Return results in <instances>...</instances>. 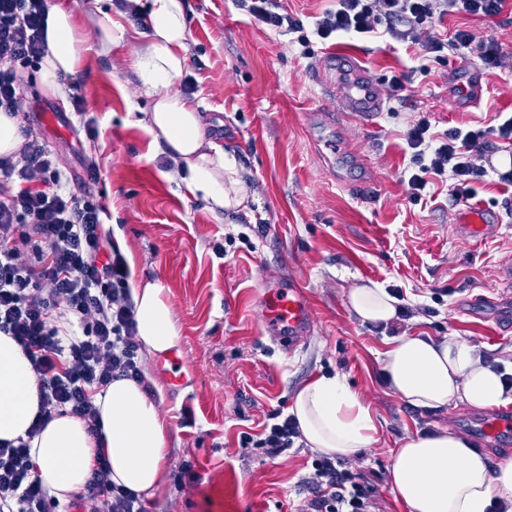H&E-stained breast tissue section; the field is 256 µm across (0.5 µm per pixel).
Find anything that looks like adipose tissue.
Returning <instances> with one entry per match:
<instances>
[{"label": "adipose tissue", "instance_id": "1", "mask_svg": "<svg viewBox=\"0 0 512 512\" xmlns=\"http://www.w3.org/2000/svg\"><path fill=\"white\" fill-rule=\"evenodd\" d=\"M100 3L87 4L99 30L93 44L78 30L72 8L59 0L49 4L45 83L75 73L86 53L111 55L118 36ZM144 10L148 33L133 68L142 95L152 101L142 123L157 152L171 162L165 178L201 198L212 215L246 210L248 191L234 158L206 136L209 116L171 89L186 63L187 0H147ZM130 288L139 354L148 362L177 347L180 330L161 281L134 278ZM349 302L364 322H387L396 313L395 298L376 284L352 289ZM382 364L391 390L417 408L437 410L453 401L478 409L512 403V389L482 364L476 347L452 336H401L384 353ZM39 403L27 356L11 337L0 334V443L30 437L31 462L51 496L64 503L82 491L100 453L115 485L146 498L164 488L171 426L144 383L117 379L94 394L100 422L95 436L66 411L56 412L38 435H30ZM290 413L300 443L331 458L354 456L375 439L369 406L336 375L320 376L300 389ZM391 482L408 512H488L498 500L512 510V461L490 468L470 441L445 429L415 435L397 449Z\"/></svg>", "mask_w": 512, "mask_h": 512}]
</instances>
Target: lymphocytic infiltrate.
Segmentation results:
<instances>
[{
    "label": "lymphocytic infiltrate",
    "mask_w": 512,
    "mask_h": 512,
    "mask_svg": "<svg viewBox=\"0 0 512 512\" xmlns=\"http://www.w3.org/2000/svg\"><path fill=\"white\" fill-rule=\"evenodd\" d=\"M507 0H336L334 9L311 25L280 7L278 0H235L250 17L300 46L310 40L378 38L418 47L428 54L476 53L489 69L500 67L497 42L467 29L449 39L436 36L449 15L494 17ZM48 0H0V112L20 116L23 88L17 66L40 62L48 53ZM512 142V113L496 126L433 130L428 115L411 119L404 133L409 154L408 198L421 201L430 184H448L450 201L474 198L488 176L489 138ZM106 209L98 195H75L55 152L26 135L17 155L0 158V333L27 355L40 390L38 425L60 408L98 433L96 390L120 378L142 379L137 354L128 268L108 249ZM69 314L75 330L62 340L56 321ZM300 436L293 416L264 425L245 443L269 460L287 458ZM107 462H99L83 493L85 512H145L137 495L115 486ZM311 499L306 512H369L361 474L327 456L313 459L304 479ZM0 512H61L35 473L26 441L0 443Z\"/></svg>",
    "instance_id": "f902f5d3"
}]
</instances>
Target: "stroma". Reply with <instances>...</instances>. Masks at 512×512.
I'll return each mask as SVG.
<instances>
[{
	"mask_svg": "<svg viewBox=\"0 0 512 512\" xmlns=\"http://www.w3.org/2000/svg\"><path fill=\"white\" fill-rule=\"evenodd\" d=\"M189 6V51L173 88L190 92L200 111L216 118L208 134L235 157L249 190L247 212L214 218L202 200L162 177L168 163L138 124L151 102L131 67L148 27L116 0H103L102 8L122 39L110 59L88 55L76 75L96 135L85 134L68 91L44 84L40 65L20 69L22 126L57 152L74 190L86 179L83 156L96 158L101 178L91 189L102 197L107 223L126 238L136 276L166 285L181 330L176 354L194 371L177 388L162 360L142 366L163 387L157 402L172 423L168 467L188 463L196 475L189 487L167 481L145 500L146 512H300L310 498L302 480L313 451L295 448L287 460L271 461L244 447L241 435L261 432L271 414L288 412L296 393L324 374L344 378L374 415V442L346 460L371 487V512H406L390 481L394 450L424 431L468 435L456 418L471 408L453 402L422 410L393 393L382 365L393 338L355 317L349 293L370 283L394 286L415 305L448 289L434 316L409 320L407 335L454 336L495 357L512 354V294L488 301L496 268L512 261V185L494 175L480 184L474 205L495 211L502 227L492 238L467 241L454 228L447 187L435 186L414 204L404 180V132L414 113H428L443 131L492 126L499 113L512 112V12L449 16L435 27L444 38L461 28L499 45L501 67L477 66L483 95L464 108L454 102L456 57L341 41L379 86L406 73L408 94L386 102L374 123L337 130L366 164L335 171L314 148L322 117L333 109L312 79L326 45L313 43L303 57L288 36L238 10L234 0ZM294 277L306 281L316 306L310 336L292 349L265 329L259 301Z\"/></svg>",
	"mask_w": 512,
	"mask_h": 512,
	"instance_id": "1",
	"label": "stroma"
}]
</instances>
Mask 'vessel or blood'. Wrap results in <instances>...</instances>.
I'll list each match as a JSON object with an SVG mask.
<instances>
[{"mask_svg":"<svg viewBox=\"0 0 512 512\" xmlns=\"http://www.w3.org/2000/svg\"><path fill=\"white\" fill-rule=\"evenodd\" d=\"M322 93L333 100L331 125L342 128L353 120L371 121L382 112L385 100L375 79L354 54L330 50L324 65L315 75ZM500 216L461 202L455 212V224L464 238L482 240L498 233ZM314 301L305 283L291 279L264 296L261 312L267 330L286 334L289 347H296L312 325ZM475 432L498 442L512 440V410L498 409L476 423Z\"/></svg>","mask_w":512,"mask_h":512,"instance_id":"b4317fda","label":"vessel or blood"}]
</instances>
